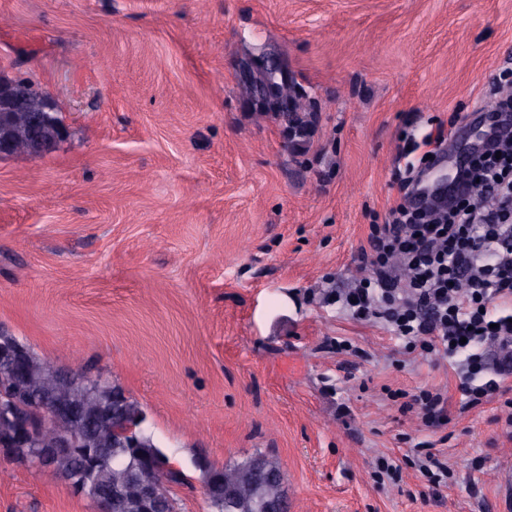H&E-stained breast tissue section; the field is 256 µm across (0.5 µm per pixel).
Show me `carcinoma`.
Listing matches in <instances>:
<instances>
[{"instance_id":"1","label":"carcinoma","mask_w":512,"mask_h":512,"mask_svg":"<svg viewBox=\"0 0 512 512\" xmlns=\"http://www.w3.org/2000/svg\"><path fill=\"white\" fill-rule=\"evenodd\" d=\"M268 56L270 53L261 48L244 54L241 65L246 73L236 77L239 99L255 122H270L291 133L288 154L296 158L313 142L318 99L297 81L283 54L273 55L272 63ZM118 412L132 431L129 437L112 436V484L124 489L112 496L110 512H140L136 489L125 484L126 471L138 468L144 460L166 466L170 458L149 431L146 412L137 400L124 398ZM192 466L205 484L209 512H268L274 501L284 504L282 512L290 509L286 484L278 478L281 464L266 453L247 454L221 467L196 457Z\"/></svg>"}]
</instances>
